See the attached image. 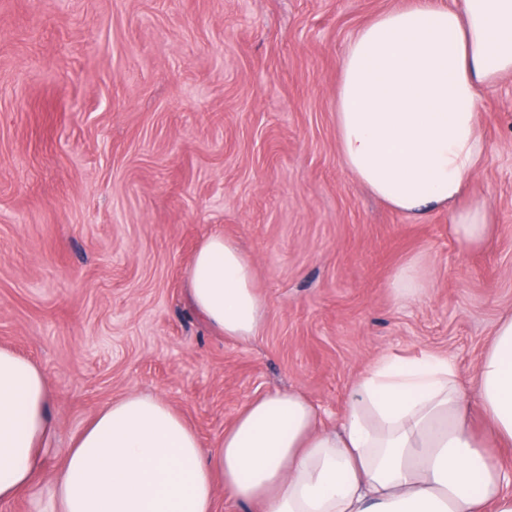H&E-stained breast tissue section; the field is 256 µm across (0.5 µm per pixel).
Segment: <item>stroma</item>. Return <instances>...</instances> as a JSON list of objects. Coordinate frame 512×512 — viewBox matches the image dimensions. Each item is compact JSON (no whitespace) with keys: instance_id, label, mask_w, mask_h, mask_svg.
<instances>
[{"instance_id":"35a3bbf8","label":"stroma","mask_w":512,"mask_h":512,"mask_svg":"<svg viewBox=\"0 0 512 512\" xmlns=\"http://www.w3.org/2000/svg\"><path fill=\"white\" fill-rule=\"evenodd\" d=\"M404 0H0V347L41 367L39 478L112 400L170 403L204 447L297 388L325 424L381 355L450 357L463 389L512 315V76L480 102L495 215L462 251L448 212L392 211L345 168L341 60ZM240 243L268 313L248 341L189 307L209 234ZM428 272L396 302V273Z\"/></svg>"}]
</instances>
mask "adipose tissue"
Here are the masks:
<instances>
[{"label":"adipose tissue","instance_id":"ef3b65f1","mask_svg":"<svg viewBox=\"0 0 512 512\" xmlns=\"http://www.w3.org/2000/svg\"><path fill=\"white\" fill-rule=\"evenodd\" d=\"M512 75V0H409L350 39L336 91L344 166L393 211L447 209L466 250L494 228L474 190L486 150L483 91ZM239 245H199L187 300L212 329L248 340L267 304ZM473 383L485 434L454 362L384 355L353 384L340 426L294 389L248 401L216 447L166 401L131 393L63 449L49 496L35 478L53 433L39 366L0 348V505L31 492L39 512H216V492L250 512H512V317L501 320Z\"/></svg>","mask_w":512,"mask_h":512}]
</instances>
